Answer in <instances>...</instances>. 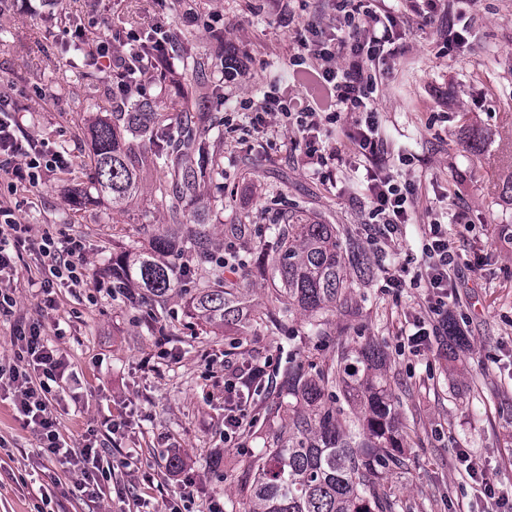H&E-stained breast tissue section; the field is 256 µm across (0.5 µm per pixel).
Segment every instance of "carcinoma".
<instances>
[{
	"instance_id": "obj_1",
	"label": "carcinoma",
	"mask_w": 512,
	"mask_h": 512,
	"mask_svg": "<svg viewBox=\"0 0 512 512\" xmlns=\"http://www.w3.org/2000/svg\"><path fill=\"white\" fill-rule=\"evenodd\" d=\"M153 147L163 178L154 202L171 213L172 223L158 226L152 246L123 256L126 280L143 290V297L160 302L188 272L171 261L190 255L196 288L192 315L213 328L234 324L248 314L234 281L224 277V265L213 261L202 231L184 229V208L197 196L201 182L224 173L220 160L209 157L207 141L221 134L220 124L193 109L183 116L179 134L161 128L147 102L128 112H116L112 122L91 128L93 157L90 180L96 192L124 210L140 193L138 158L122 144L119 129ZM270 228L267 266L275 310L258 314L276 332L296 312L313 327L338 306L349 290L348 270L362 279L373 275L366 254L356 241L341 239L331 224L303 222L294 213ZM383 356L366 344L344 351L313 375L290 361L281 377L288 395V444L265 450L254 466L249 486V512H395L396 502L385 486L387 471L404 465L392 393L381 377ZM345 402L356 411L357 424L339 420Z\"/></svg>"
}]
</instances>
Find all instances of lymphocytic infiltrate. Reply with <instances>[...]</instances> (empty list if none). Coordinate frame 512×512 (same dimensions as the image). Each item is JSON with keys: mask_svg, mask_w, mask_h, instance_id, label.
I'll return each mask as SVG.
<instances>
[{"mask_svg": "<svg viewBox=\"0 0 512 512\" xmlns=\"http://www.w3.org/2000/svg\"><path fill=\"white\" fill-rule=\"evenodd\" d=\"M338 14V34L325 36L315 25H307L296 38L297 51L291 58L292 75L303 85V95L268 92L252 107L254 125L267 117L296 129L294 141L297 160L302 166L320 171L328 181H335L337 169L346 157L355 156L367 165L368 200L373 218L382 224L389 237L400 235L414 212V192L402 187L385 172L388 156L379 134L375 93L378 87L372 66L376 60L393 54L402 32L396 16L384 6L367 5L366 0H333ZM125 50L116 55L112 45L101 42L91 54L120 95L147 87L136 74L144 42L138 31L125 35ZM343 122L345 142L340 146L320 145L315 132L323 124ZM64 158L56 151L43 149L32 138L22 135L16 113L0 111V174L23 179L25 169L49 170L63 166ZM422 253L426 278L432 290V312L437 317L432 328H418L411 335L413 345L427 344L430 335L447 333L455 311L448 299L458 254L448 249L447 233L440 221L424 225ZM38 254L41 275L31 280L39 289L44 308H53L55 285L87 288L91 285L84 260L85 244L81 238L61 240L44 235L33 237L29 225L20 223L14 210L0 205V315H11L16 305L12 284L18 274L20 250ZM11 341L15 347L11 363H0V386L11 388L13 404L25 426L31 427L43 455L64 456L81 473L73 485V494L96 497L102 492V480L111 478L103 446L86 443L71 450L60 435L54 413L53 388L61 384L70 368L56 346L50 345L40 320L15 326Z\"/></svg>", "mask_w": 512, "mask_h": 512, "instance_id": "f902f5d3", "label": "lymphocytic infiltrate"}]
</instances>
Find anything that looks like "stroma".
I'll use <instances>...</instances> for the list:
<instances>
[{"mask_svg": "<svg viewBox=\"0 0 512 512\" xmlns=\"http://www.w3.org/2000/svg\"><path fill=\"white\" fill-rule=\"evenodd\" d=\"M385 4L405 36L398 54L376 67L377 119L390 161L417 191L415 221L395 243L370 221L357 160L331 183L297 163L293 132L272 126L259 135L249 126L250 104L291 80L297 31L336 25L329 0H292L285 17L277 0H49L42 18L18 6L0 12V102L20 113L23 135L68 162L37 185H0V200L17 207L35 236L82 238L93 282L56 288L55 308L40 311V295L28 285L40 263L23 252L16 305L0 318V359L13 357L16 323L40 319L77 374L58 395L61 436L77 447L89 434H108V420L121 424L108 434L112 478L92 501L71 494L77 472L38 457L31 429L10 400H0V512H165L181 492L169 466L174 455L193 480L183 491L189 512L215 505L248 512L254 461L288 439L279 369L292 358L318 370L341 348L369 342L385 352L382 372L404 438L405 465L386 475L396 512H512V0H436L425 22L410 0ZM73 17L85 48L108 41L116 52L129 29L170 27L175 52L146 69L147 98L164 122L179 123L190 100L226 126L210 140L224 174L201 185L187 227L205 225L215 256L228 250L243 259L235 278L251 310L271 306L261 245L286 210L335 225L364 248L374 275L352 279L347 307L316 328L298 314L275 333L251 319L215 332L192 316L187 291L170 292L156 307L138 289H111L113 258L148 248L153 226L168 223L169 214L153 203L161 171L139 142L141 192L128 211L113 212L103 200L72 204L90 187L77 165L91 152L92 123L139 99L135 92L113 97L95 65L74 72L66 35ZM456 19L468 24L467 46L448 42ZM186 49L199 52L200 71L184 67ZM227 59L242 67L232 83L223 77ZM459 211L465 223H456ZM434 218L461 256L452 294L466 343L453 361L447 337H431L420 350L408 341L427 317L428 289L386 281L401 264L410 276L424 274L420 227ZM239 224L245 232H236ZM250 363L264 366V381L246 422L228 437L224 385ZM470 464L476 474H468ZM46 468L57 484L45 506L39 485Z\"/></svg>", "mask_w": 512, "mask_h": 512, "instance_id": "1", "label": "stroma"}]
</instances>
